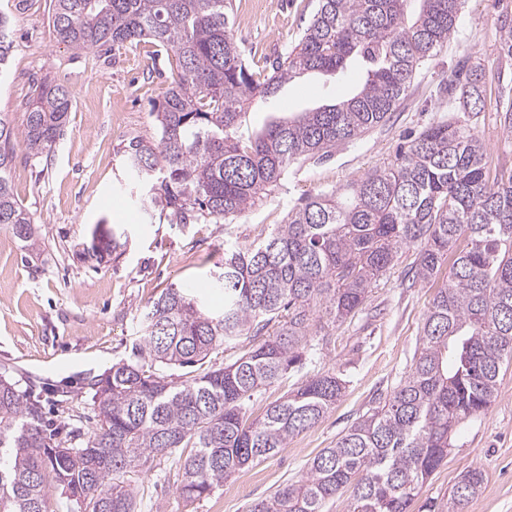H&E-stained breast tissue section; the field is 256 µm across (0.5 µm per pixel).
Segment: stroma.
<instances>
[{
	"label": "stroma",
	"mask_w": 512,
	"mask_h": 512,
	"mask_svg": "<svg viewBox=\"0 0 512 512\" xmlns=\"http://www.w3.org/2000/svg\"><path fill=\"white\" fill-rule=\"evenodd\" d=\"M47 3L24 0L14 10L10 0H0V10L12 12L14 31L9 76L0 83V113L21 126L31 89L43 80L65 83L72 96L70 121L49 156L33 162L20 155L12 166L25 174L13 189L39 228L41 247L26 250L0 225V375L41 387L46 401L67 391L81 406L88 400L83 379L128 359L139 318L162 289L182 284L222 305L211 274L224 261V227L145 222L138 204L141 185L124 166V145L155 135L152 103L171 76L165 54L152 59L141 47L74 53L55 41ZM315 5L316 0H268L266 12L255 16L247 0H235L234 30L246 56L272 59L288 52ZM504 15L512 17V0H462L447 47L419 65L389 121L339 145L327 161L291 167L261 203L237 218L238 241L265 237L301 198L344 187L387 165L401 145L438 122L461 120L483 141L492 164H511L512 142L495 110L499 83L512 85V59L501 55L498 44ZM470 56L486 71L487 100L481 111L460 116L445 86L457 63ZM364 76L353 60L332 76L294 79L275 98L253 104L244 129L255 133L272 121L335 103ZM414 255V249L403 251L362 311L327 329L313 362L272 384L253 409L261 414L303 374L342 375V394L318 424L200 500L179 495L176 456L156 459L148 471L135 469L130 481L138 512H245L253 500L299 480L320 450L333 447L374 399L390 393L407 374L437 289L433 282L410 283ZM475 465L484 468L486 481L466 512H512V366L489 410L454 432L447 460L416 505L448 494L459 473Z\"/></svg>",
	"instance_id": "stroma-1"
}]
</instances>
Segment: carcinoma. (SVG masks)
I'll return each instance as SVG.
<instances>
[{
  "label": "carcinoma",
  "mask_w": 512,
  "mask_h": 512,
  "mask_svg": "<svg viewBox=\"0 0 512 512\" xmlns=\"http://www.w3.org/2000/svg\"><path fill=\"white\" fill-rule=\"evenodd\" d=\"M318 0L301 38L271 63L250 62L234 33L233 0H49L57 42L110 53L150 44L169 56L172 79L152 105L154 139L130 143L124 165L146 186L142 210L170 224L224 225V267L214 275L224 307L210 310L181 285L149 301L134 359L87 381L90 413L46 419L41 395L0 375V512H137L126 475L179 448V491L210 495L224 478L273 456L335 405L344 380L307 375L253 416L267 387L302 368L314 337L354 317L398 255L418 247L414 278L449 268L425 314L408 374L359 416L304 477L254 500L248 512H326L350 492L349 512H410L448 456L451 433L488 411L512 362V166L491 168L479 137L457 121L423 130L387 167L343 191L311 194L263 239L241 247L231 223L255 207L289 167L332 156L337 145L384 125L418 65L448 44L459 0ZM0 12V66L13 49ZM512 57V21L499 27ZM359 60L360 89L339 103L242 132L258 100L309 72L334 74ZM458 112L486 97L481 63L448 80ZM62 82L34 85L21 128L0 114V224L36 247L33 219L14 194L20 150L48 155L71 112ZM496 112L512 135V87ZM262 337L222 366L214 356ZM95 420L85 433L81 424ZM486 473L472 466L427 512H464Z\"/></svg>",
  "instance_id": "1"
}]
</instances>
